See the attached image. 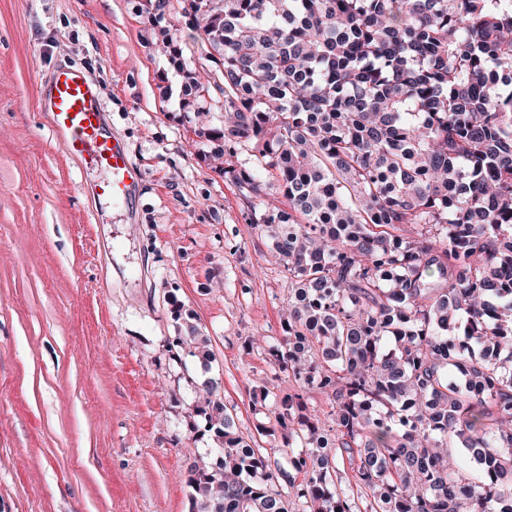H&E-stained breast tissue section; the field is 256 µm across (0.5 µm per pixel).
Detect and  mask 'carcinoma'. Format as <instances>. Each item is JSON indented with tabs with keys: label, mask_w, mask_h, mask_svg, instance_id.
I'll return each mask as SVG.
<instances>
[{
	"label": "carcinoma",
	"mask_w": 512,
	"mask_h": 512,
	"mask_svg": "<svg viewBox=\"0 0 512 512\" xmlns=\"http://www.w3.org/2000/svg\"><path fill=\"white\" fill-rule=\"evenodd\" d=\"M217 89L224 178L288 271L268 354L301 483L236 431L190 466L192 512H512V0H183ZM172 348L202 365L184 321ZM331 398V426L303 391ZM305 451L294 454V443ZM480 466L462 473L452 447ZM349 462L350 475L336 480Z\"/></svg>",
	"instance_id": "cac0c4a2"
}]
</instances>
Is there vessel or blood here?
I'll return each mask as SVG.
<instances>
[{"label": "vessel or blood", "instance_id": "b4317fda", "mask_svg": "<svg viewBox=\"0 0 512 512\" xmlns=\"http://www.w3.org/2000/svg\"><path fill=\"white\" fill-rule=\"evenodd\" d=\"M37 109L67 157L84 170L104 172V180L92 184L93 193L118 203L132 197L142 172L132 163L124 141L106 130L98 87L84 68H58L39 93Z\"/></svg>", "mask_w": 512, "mask_h": 512}]
</instances>
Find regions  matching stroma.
<instances>
[{
	"mask_svg": "<svg viewBox=\"0 0 512 512\" xmlns=\"http://www.w3.org/2000/svg\"><path fill=\"white\" fill-rule=\"evenodd\" d=\"M146 9L0 0V512H190L189 467L214 445L188 429L191 378L216 383L238 434L281 461L274 401L299 386L267 349L288 273L155 46L163 27L192 55L180 0L156 24ZM64 62L97 82L144 173L132 222L81 190L37 117L38 86ZM188 313L212 339L209 369L170 351Z\"/></svg>",
	"mask_w": 512,
	"mask_h": 512,
	"instance_id": "stroma-1",
	"label": "stroma"
}]
</instances>
